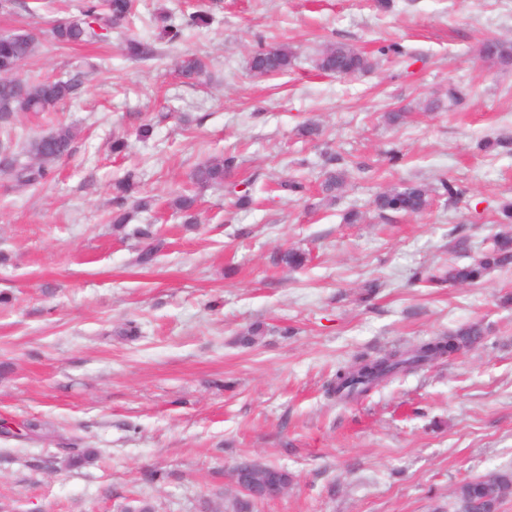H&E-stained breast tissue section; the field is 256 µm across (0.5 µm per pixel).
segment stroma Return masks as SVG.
I'll return each mask as SVG.
<instances>
[{"label": "stroma", "instance_id": "stroma-1", "mask_svg": "<svg viewBox=\"0 0 512 512\" xmlns=\"http://www.w3.org/2000/svg\"><path fill=\"white\" fill-rule=\"evenodd\" d=\"M139 0L134 30L155 58L119 52L125 31L58 47L53 21L77 13L55 0L0 10V31L37 26L41 46L23 67L34 78L81 72L75 98L53 118L20 116L21 141L51 120L81 133L47 181L26 186L0 172V512H203L238 496L232 469L248 459L293 481L253 512H452L458 482L512 469V269L474 286L438 288L412 275L470 263L491 246L498 203L512 199V154L482 155L476 141L512 133V68L479 59L485 39L512 38V0ZM208 10L209 26L177 45L159 40L163 12ZM331 42L400 56L352 78L321 74ZM286 44V74L257 78L252 50ZM205 56L210 80L182 83L175 59ZM469 96L424 111L448 83ZM404 113L390 125L386 112ZM320 125L319 140L296 127ZM152 123V139H136ZM132 141L113 156V134ZM399 153L391 161V153ZM236 156L235 182L199 193L187 229L169 201L190 188L204 159ZM334 154L356 173L334 205L316 178ZM138 169L156 202V261L114 230L113 179ZM304 178L293 196L277 184ZM466 188L424 215L369 217L380 189L440 176ZM365 212L360 224L343 213ZM295 247L307 266H276ZM266 334L251 347V324ZM478 325L467 352L398 375L345 405L326 395L339 364L408 348ZM28 422L39 432L25 430Z\"/></svg>", "mask_w": 512, "mask_h": 512}]
</instances>
